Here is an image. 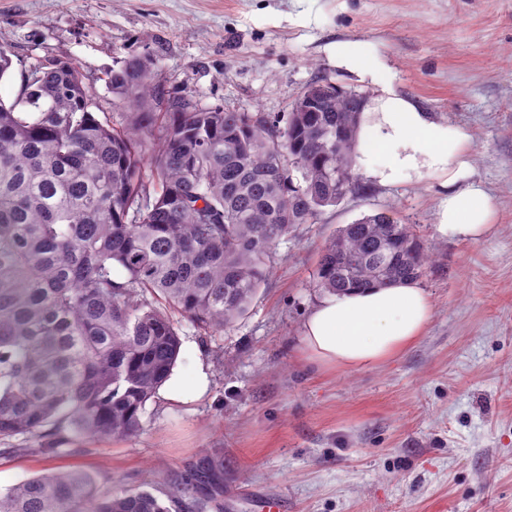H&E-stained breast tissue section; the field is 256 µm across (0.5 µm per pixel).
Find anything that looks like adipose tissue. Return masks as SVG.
<instances>
[{
	"mask_svg": "<svg viewBox=\"0 0 512 512\" xmlns=\"http://www.w3.org/2000/svg\"><path fill=\"white\" fill-rule=\"evenodd\" d=\"M335 53L339 65L375 78L379 88L366 102L356 134V161L365 176L382 187L437 176L443 189L438 232L472 243L489 235L496 204L473 176L470 136L398 93L391 76L377 77L358 44L337 43ZM431 317L430 299L418 282L352 290L320 302L307 315L301 354L321 371L376 366L414 346Z\"/></svg>",
	"mask_w": 512,
	"mask_h": 512,
	"instance_id": "adipose-tissue-1",
	"label": "adipose tissue"
}]
</instances>
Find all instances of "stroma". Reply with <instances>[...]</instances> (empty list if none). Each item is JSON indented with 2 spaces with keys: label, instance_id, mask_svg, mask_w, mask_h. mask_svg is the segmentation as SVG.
Listing matches in <instances>:
<instances>
[{
  "label": "stroma",
  "instance_id": "35a3bbf8",
  "mask_svg": "<svg viewBox=\"0 0 512 512\" xmlns=\"http://www.w3.org/2000/svg\"><path fill=\"white\" fill-rule=\"evenodd\" d=\"M353 41L398 92L470 135L473 174L498 204L494 233L477 243L439 235L430 175L347 196L279 243L231 328L203 336L183 323L174 371L187 379L204 366L203 400L158 393L127 438L0 451L1 489L80 467L99 489L159 494L219 454L225 512H256L267 493L288 512H512V0H0L12 61L0 100L18 97L35 64L60 59L80 69L97 117H112L123 106L106 73L147 54L175 95L205 106L287 112L320 77L369 99L375 85L332 52ZM382 211L416 226L432 319L393 360L318 372L300 336L326 298L315 282L321 248Z\"/></svg>",
  "mask_w": 512,
  "mask_h": 512
}]
</instances>
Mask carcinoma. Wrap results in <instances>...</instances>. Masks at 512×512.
Listing matches in <instances>:
<instances>
[{"label":"carcinoma","mask_w":512,"mask_h":512,"mask_svg":"<svg viewBox=\"0 0 512 512\" xmlns=\"http://www.w3.org/2000/svg\"><path fill=\"white\" fill-rule=\"evenodd\" d=\"M130 111L109 124L78 68L32 67L0 99V445L51 454L75 435L141 429L171 376L181 321L222 332L249 310L275 247L298 224L364 190L354 172L365 97L320 78L287 113L174 96L156 59L108 75ZM413 225L384 212L336 230L318 261L329 295L417 280ZM224 459L171 483L206 512ZM0 512H169L148 490L101 492L88 472L0 489Z\"/></svg>","instance_id":"1"}]
</instances>
